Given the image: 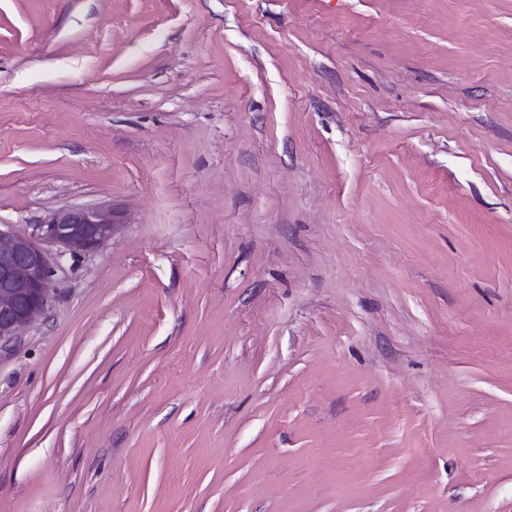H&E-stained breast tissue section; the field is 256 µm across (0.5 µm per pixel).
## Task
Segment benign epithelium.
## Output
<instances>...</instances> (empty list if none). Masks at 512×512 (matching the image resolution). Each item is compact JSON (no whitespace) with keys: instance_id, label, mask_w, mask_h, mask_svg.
Segmentation results:
<instances>
[{"instance_id":"benign-epithelium-1","label":"benign epithelium","mask_w":512,"mask_h":512,"mask_svg":"<svg viewBox=\"0 0 512 512\" xmlns=\"http://www.w3.org/2000/svg\"><path fill=\"white\" fill-rule=\"evenodd\" d=\"M114 227L112 210L98 206L58 209L30 233L0 224V353L47 313L60 259L98 251Z\"/></svg>"}]
</instances>
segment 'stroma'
Returning a JSON list of instances; mask_svg holds the SVG:
<instances>
[{"label":"stroma","mask_w":512,"mask_h":512,"mask_svg":"<svg viewBox=\"0 0 512 512\" xmlns=\"http://www.w3.org/2000/svg\"><path fill=\"white\" fill-rule=\"evenodd\" d=\"M69 206L0 512H512V0H0V224Z\"/></svg>","instance_id":"stroma-1"}]
</instances>
